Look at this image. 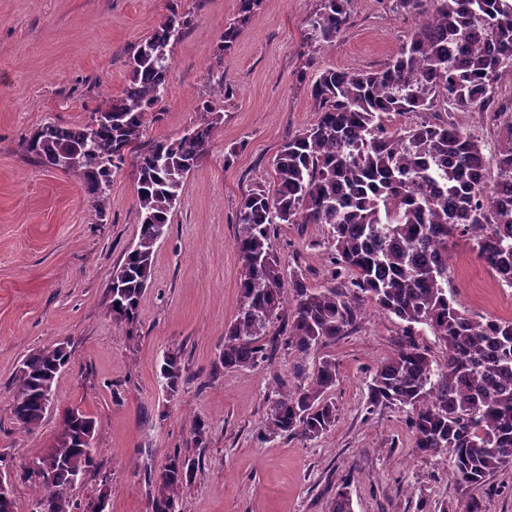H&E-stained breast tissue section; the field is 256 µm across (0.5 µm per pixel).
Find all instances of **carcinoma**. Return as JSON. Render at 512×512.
<instances>
[{
	"label": "carcinoma",
	"instance_id": "1",
	"mask_svg": "<svg viewBox=\"0 0 512 512\" xmlns=\"http://www.w3.org/2000/svg\"><path fill=\"white\" fill-rule=\"evenodd\" d=\"M260 0H238L237 17L224 29L218 54L230 50ZM353 0H317L304 19L309 71L299 82L314 101L316 118L288 138L273 160L274 176L246 191L236 215L235 247L241 262L240 302L224 336V369L269 358L259 338L276 323L283 344L301 358L349 333L364 304L403 322V343L375 370L367 411L396 405L406 410L414 448L448 457L456 476L480 485L512 464V320L470 316L448 297V242L467 238L473 250L512 288V122L500 131L496 169L487 167L481 141L463 132L454 112H481L496 120L512 99H500L512 77V0H393V8L418 19L398 51L379 69L338 71L316 65V55L345 27ZM189 14L173 9L155 26L131 62L122 95L106 101L109 123L48 122L26 141L39 164L78 177L104 215L112 172L120 169L143 134L144 120L162 100L173 65L172 44L189 29ZM229 92L219 79L198 109L209 115L172 141L154 142L136 164L137 242L108 282L110 313L137 322L151 277L155 247L168 233L169 215L184 178L208 152ZM421 121L400 130L391 116ZM280 224L327 226L330 285L309 287L285 270L274 247ZM444 344L433 364L418 345L416 326ZM63 347L28 355L15 377L12 414L23 429L43 422L45 395L68 365ZM161 377L176 392L181 352L163 355ZM336 360L318 359L297 383L280 384L271 399L261 439L285 436L312 441L336 421L326 397L336 385ZM95 421L68 409L56 446L34 460L22 478L43 489L26 510L14 496L0 512H106L100 493L85 504L72 489L99 467ZM55 462L53 471L45 460ZM195 459L176 450L154 474V512H177L176 491L191 484Z\"/></svg>",
	"mask_w": 512,
	"mask_h": 512
}]
</instances>
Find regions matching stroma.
<instances>
[{"mask_svg": "<svg viewBox=\"0 0 512 512\" xmlns=\"http://www.w3.org/2000/svg\"><path fill=\"white\" fill-rule=\"evenodd\" d=\"M175 4L192 25L173 46L167 92L146 118L142 147L198 123L197 103L215 80L232 97L156 247L139 321L126 326L109 313L108 282L139 233L134 160L113 172L99 221L78 178L39 166L25 142L48 121L88 122L118 97L138 47ZM237 4L0 0V454L19 472L54 445L62 410L76 407L96 421L100 468L71 495L85 502L108 491V512H153L148 476L177 448L200 461L179 495L181 512H331L341 488L352 512H434L472 496L487 512H512V465L469 486L446 459L415 452L401 409L367 412L372 376L402 340L399 319L371 305L321 350L337 365L334 426L315 441L257 440L277 383L314 360L280 347L254 367L221 365L239 302L236 214L254 183L271 181L286 138L315 120L298 74L308 59L302 22L316 0H262L234 47L218 52ZM414 25L392 0H354L345 28L317 60L345 72L378 68ZM326 234L318 224H283L275 233L286 270L302 271L313 287L328 283ZM448 264L459 309L512 320V288L498 283L471 241L450 243ZM60 343L71 364L56 380L53 406L39 427L21 429L11 413L16 372L26 356ZM171 349L184 366L174 393L159 372ZM197 419L208 427L201 448L192 440Z\"/></svg>", "mask_w": 512, "mask_h": 512, "instance_id": "stroma-1", "label": "stroma"}]
</instances>
